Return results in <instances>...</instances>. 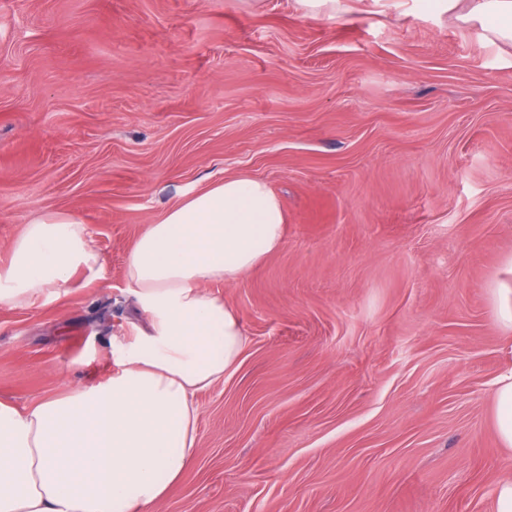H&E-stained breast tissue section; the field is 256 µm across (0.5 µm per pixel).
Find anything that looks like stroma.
<instances>
[{"label": "stroma", "mask_w": 512, "mask_h": 512, "mask_svg": "<svg viewBox=\"0 0 512 512\" xmlns=\"http://www.w3.org/2000/svg\"><path fill=\"white\" fill-rule=\"evenodd\" d=\"M239 174L280 198L285 242L211 287L247 345L196 395L199 452L152 512H493L512 48L431 0H0V265L63 211L107 269L0 308V399L111 376L147 327L128 250Z\"/></svg>", "instance_id": "1"}]
</instances>
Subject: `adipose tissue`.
Masks as SVG:
<instances>
[{
  "instance_id": "ef3b65f1",
  "label": "adipose tissue",
  "mask_w": 512,
  "mask_h": 512,
  "mask_svg": "<svg viewBox=\"0 0 512 512\" xmlns=\"http://www.w3.org/2000/svg\"><path fill=\"white\" fill-rule=\"evenodd\" d=\"M437 12L488 24L512 47V0H435ZM286 217L262 180L230 176L185 195L137 238L125 261L148 329L124 344L106 381L20 409L0 402V512H151L198 452L197 392L223 381L246 337L206 285L232 283L278 251ZM104 277L85 224L49 213L25 226L0 266V307L59 296L76 271ZM495 428L512 447V367L495 379Z\"/></svg>"
}]
</instances>
